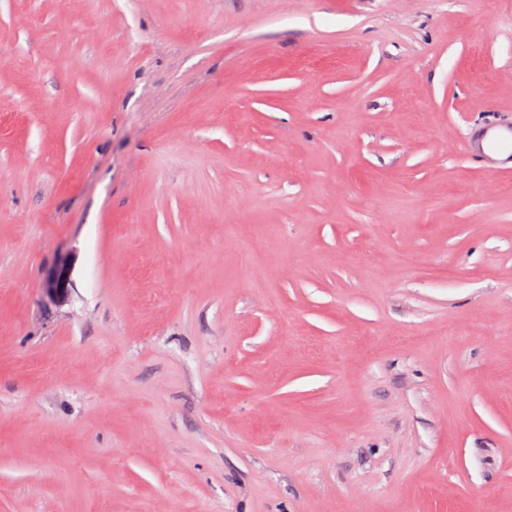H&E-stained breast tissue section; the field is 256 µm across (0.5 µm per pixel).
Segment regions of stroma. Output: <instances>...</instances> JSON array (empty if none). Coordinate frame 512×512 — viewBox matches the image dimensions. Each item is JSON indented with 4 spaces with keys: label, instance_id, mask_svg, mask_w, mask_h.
<instances>
[{
    "label": "stroma",
    "instance_id": "1",
    "mask_svg": "<svg viewBox=\"0 0 512 512\" xmlns=\"http://www.w3.org/2000/svg\"><path fill=\"white\" fill-rule=\"evenodd\" d=\"M488 123L512 0H0V512H512ZM74 263L70 258H61L46 273L43 291L53 302L62 303L68 299L72 288Z\"/></svg>",
    "mask_w": 512,
    "mask_h": 512
}]
</instances>
